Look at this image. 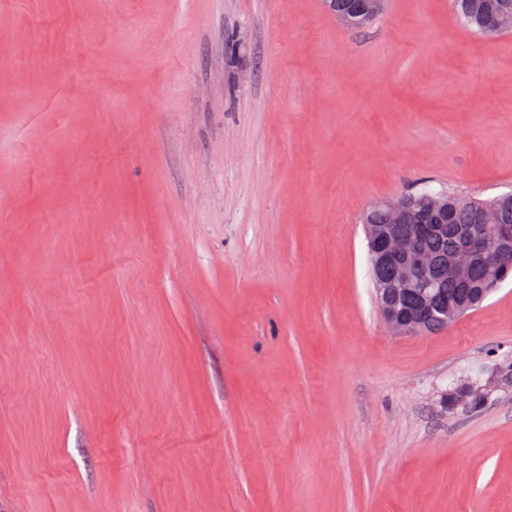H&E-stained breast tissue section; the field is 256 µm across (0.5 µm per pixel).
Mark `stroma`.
Returning a JSON list of instances; mask_svg holds the SVG:
<instances>
[{
    "mask_svg": "<svg viewBox=\"0 0 512 512\" xmlns=\"http://www.w3.org/2000/svg\"><path fill=\"white\" fill-rule=\"evenodd\" d=\"M422 189L512 193V31L450 0H0V512H512V281L376 301Z\"/></svg>",
    "mask_w": 512,
    "mask_h": 512,
    "instance_id": "stroma-1",
    "label": "stroma"
}]
</instances>
